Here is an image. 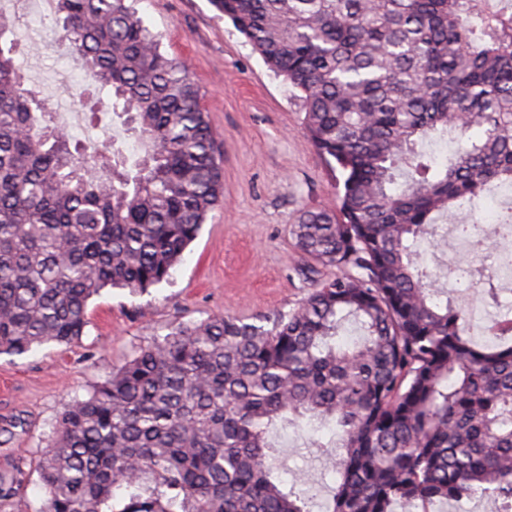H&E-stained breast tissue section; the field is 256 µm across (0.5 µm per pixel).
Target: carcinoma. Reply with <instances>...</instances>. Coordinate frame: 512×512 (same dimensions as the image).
Here are the masks:
<instances>
[{"instance_id":"carcinoma-1","label":"carcinoma","mask_w":512,"mask_h":512,"mask_svg":"<svg viewBox=\"0 0 512 512\" xmlns=\"http://www.w3.org/2000/svg\"><path fill=\"white\" fill-rule=\"evenodd\" d=\"M485 2L211 0L302 93L306 136L340 169L336 209L293 235L342 274L288 313L140 348L57 418L40 512H310L269 463L270 430L302 419L339 428L323 512L477 493L512 512V345H474L419 262L438 218L512 184V16ZM55 24L141 154L59 142L0 15V355L81 340L93 296L167 279L224 201L199 90L129 0H55ZM434 136L458 143L442 164ZM459 230L477 249L496 233ZM349 321L358 340L336 344Z\"/></svg>"}]
</instances>
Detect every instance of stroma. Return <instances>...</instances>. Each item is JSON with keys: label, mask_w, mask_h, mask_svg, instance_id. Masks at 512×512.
Listing matches in <instances>:
<instances>
[{"label": "stroma", "mask_w": 512, "mask_h": 512, "mask_svg": "<svg viewBox=\"0 0 512 512\" xmlns=\"http://www.w3.org/2000/svg\"><path fill=\"white\" fill-rule=\"evenodd\" d=\"M144 24L162 36V50L187 62L217 136L224 204L202 224L170 277L146 292L107 288L87 307L80 341L47 344L23 356H0V474L23 471V483L0 495V512H40L41 448L60 413L87 397L140 347L163 340L182 322L229 315L253 322L286 312L313 288L290 227L307 211L334 206V171L308 143L305 106L275 75L232 21L210 0H138ZM18 62L46 102L78 101L89 83L59 48L53 13L17 22ZM93 136L139 154L102 95ZM272 467L287 488L322 512L336 481L334 422H301L271 434Z\"/></svg>", "instance_id": "obj_1"}]
</instances>
